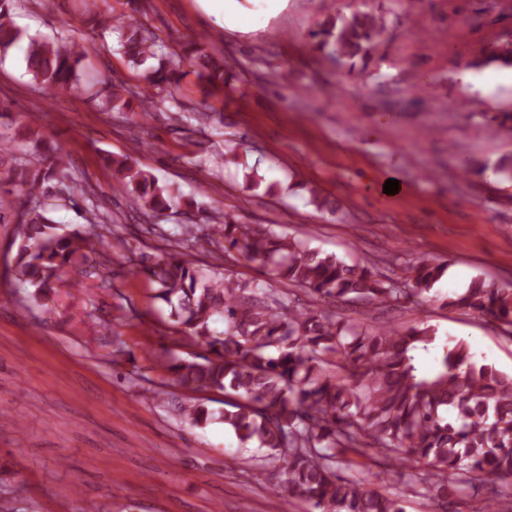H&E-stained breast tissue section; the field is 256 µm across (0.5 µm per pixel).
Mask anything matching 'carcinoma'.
Here are the masks:
<instances>
[{"mask_svg": "<svg viewBox=\"0 0 512 512\" xmlns=\"http://www.w3.org/2000/svg\"><path fill=\"white\" fill-rule=\"evenodd\" d=\"M16 0H0V56L20 51L26 73L43 89L65 87L85 47L61 38L29 35L16 26ZM84 24L117 30L120 49L142 66L152 87H179L183 60L195 62L199 76L217 87L228 84L224 58L209 54L195 39L166 43L150 34L134 13L110 15L96 0L85 7ZM384 16L372 12L348 18L328 16L311 32L314 48L349 70L364 72L383 44ZM512 66V47L491 42L472 62L475 67ZM102 108L120 111L136 100L142 114L160 109L152 93L108 85L95 92ZM26 143L16 154L13 140L0 137V172L22 189L25 200H0V223L16 225L20 239L11 275L32 289L31 300L45 306L58 284L73 273L89 277L105 266L106 251L125 253L154 286L155 297L171 307L180 340L203 345L207 354L169 353L165 369L173 385L196 394L183 408L194 425L223 421L240 445L254 450L250 461L260 472L272 466L285 476L288 495L309 502L314 512H405L402 498L370 487L366 463L391 479L429 494L448 512V499L475 497L497 481L512 480V374L479 364L462 340H437L423 324L371 326L345 320L314 304L300 302L298 289L334 305L421 304L448 269L426 258L407 262L398 282L376 266L349 264L309 245L278 234L195 198L177 195L127 155L106 158L112 176L134 195L144 219L179 208L197 211L211 224L210 242L247 261L260 263L266 280L241 281L206 272L193 259L201 245L193 225L171 233L175 246L152 256L138 255L115 231L96 227L112 220L92 205L85 187L68 173L66 155L48 136L23 128ZM494 173L512 184V154L493 163ZM309 203L335 213V200L305 187ZM61 208L89 213V229L62 230L48 213ZM443 305L486 317L512 335V282L480 276ZM434 350L435 367L422 371L420 352ZM224 394L226 409L207 406L213 393ZM352 455L347 472L336 468L340 455ZM474 512H512V495L483 499Z\"/></svg>", "mask_w": 512, "mask_h": 512, "instance_id": "1", "label": "carcinoma"}]
</instances>
